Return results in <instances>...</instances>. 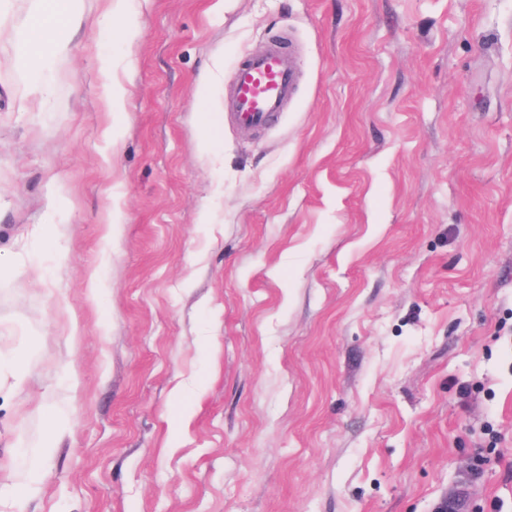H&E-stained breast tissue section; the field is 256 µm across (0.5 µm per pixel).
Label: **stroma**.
<instances>
[{
    "label": "stroma",
    "instance_id": "35a3bbf8",
    "mask_svg": "<svg viewBox=\"0 0 512 512\" xmlns=\"http://www.w3.org/2000/svg\"><path fill=\"white\" fill-rule=\"evenodd\" d=\"M32 6L0 512H512V0H79L38 94ZM275 39L287 112L215 129Z\"/></svg>",
    "mask_w": 512,
    "mask_h": 512
}]
</instances>
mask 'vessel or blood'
<instances>
[{"instance_id":"obj_1","label":"vessel or blood","mask_w":512,"mask_h":512,"mask_svg":"<svg viewBox=\"0 0 512 512\" xmlns=\"http://www.w3.org/2000/svg\"><path fill=\"white\" fill-rule=\"evenodd\" d=\"M233 86L232 107L236 123L261 130L284 112L297 81L296 62L286 43H275L255 55L229 76Z\"/></svg>"}]
</instances>
